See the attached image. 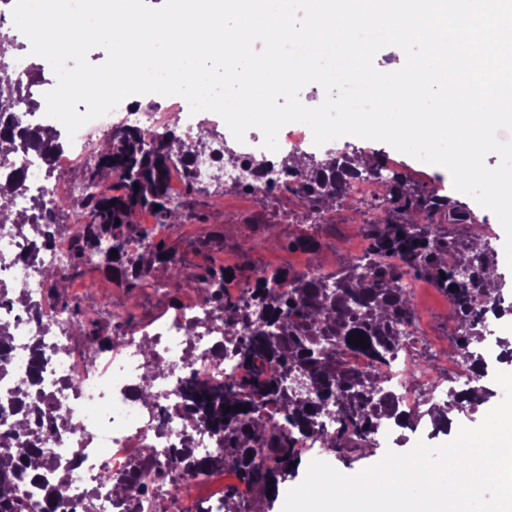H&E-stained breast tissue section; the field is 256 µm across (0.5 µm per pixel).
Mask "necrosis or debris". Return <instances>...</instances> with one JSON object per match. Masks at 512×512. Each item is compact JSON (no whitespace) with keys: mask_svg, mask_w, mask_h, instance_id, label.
Instances as JSON below:
<instances>
[{"mask_svg":"<svg viewBox=\"0 0 512 512\" xmlns=\"http://www.w3.org/2000/svg\"><path fill=\"white\" fill-rule=\"evenodd\" d=\"M189 111L188 102L178 96L148 109L124 99L107 115L83 126L75 137H68L65 129L56 130L58 147L50 162L18 147L9 164H0V178L11 170H24L23 185L12 200L13 207L23 212L35 198L50 211L63 199L79 202L101 195V184L77 182L72 175L87 167L102 138L118 130H158ZM260 149V142L238 143L228 131L210 138L207 148L190 163L175 160L169 164L165 178L169 204L181 205L190 184L204 189L219 183L227 191L251 197H285L290 190L300 189V175L283 171L277 163L256 169L253 161ZM396 172L388 164L378 171L361 170L347 177L345 201L363 213L365 223L383 221L382 204L392 195ZM73 253L69 233H56L49 247L36 251L24 228L0 224V326L13 337L7 369L0 374V400L13 396L18 379L29 370L33 352L41 351L39 387L53 398L61 417L59 423L45 428L43 446L71 474L63 488L61 512H126L132 500L144 512H224L223 497L203 498L193 492L194 487L210 483L214 471L186 473L175 486L167 480L172 450L182 441H190L200 457L219 454L222 447L219 434L188 423L182 393L185 383L198 380L221 387L242 374L203 291L191 290L170 313L149 323L114 330L119 347H81L73 341L78 316L43 291L46 272L66 274ZM20 282L29 290L30 303L11 295ZM427 333L426 322L415 308L400 330V341L384 359L337 348L336 356L346 368L378 375L381 396L395 407V417L377 422L372 438L398 434L405 424L417 439L435 434L434 422L422 410L427 396L456 399L492 379L512 324L499 323L494 341L484 349L482 373H473L462 359H449L444 387L416 367L420 338ZM146 340L166 364L150 380L145 377L142 348ZM147 383L152 386L153 399L145 403L137 392ZM136 469L145 475L144 487L132 491L130 500L115 497L113 481Z\"/></svg>","mask_w":512,"mask_h":512,"instance_id":"necrosis-or-debris-1","label":"necrosis or debris"}]
</instances>
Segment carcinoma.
<instances>
[{
    "label": "carcinoma",
    "mask_w": 512,
    "mask_h": 512,
    "mask_svg": "<svg viewBox=\"0 0 512 512\" xmlns=\"http://www.w3.org/2000/svg\"><path fill=\"white\" fill-rule=\"evenodd\" d=\"M15 103V85L0 88V140L6 139L13 146L16 126L4 120L3 114ZM24 139L43 161L50 162L56 148L55 134L50 129L27 132ZM206 143L204 133L191 142L182 140L173 126L162 133L130 131L109 137L84 179L95 183L110 172L120 177L123 192L93 197L80 205L81 224L74 237L72 264L93 265L103 259L130 292L151 285L157 264L181 276L178 255L166 240L152 242L137 255L127 252L125 245L143 235L142 227L132 221L143 209L155 211L161 224L179 226L181 219L188 217L189 207L179 210L169 204L165 173L174 159L187 163ZM300 159L298 165L286 159L282 162L284 169L307 178L298 206L319 213L330 210L339 200L336 188L342 186L345 175L357 170L355 159L322 161L305 155ZM156 205L160 206L157 211ZM384 208L385 222L367 229L370 250L350 259L336 273V287L329 288L320 278L297 273L289 266L283 268L281 277L290 288L286 311L245 269L204 264L185 278L190 288L208 289L207 300L215 317L224 324L225 339L234 343L245 374L222 390L199 381L186 385L189 420L195 426L223 433L224 454L198 458L188 443L173 449L175 476L171 484H177L179 473L229 468L256 485L255 502H274L279 485L297 471L300 452L290 434L268 427L262 415L268 402L281 405L290 426L302 434L316 431L317 416L332 402L338 406L341 429L334 436L321 435L324 447L348 452L368 447L374 423L389 413L386 404L375 401L378 378L342 367L336 354L324 347L348 346V336L363 335L367 340L363 352L381 359L396 346L407 319V299L397 285L400 274L389 262L391 256L400 257L417 276L434 282L453 298L458 322L452 342L465 361L474 367L480 365V359L469 351L472 341L481 336L470 302L474 294L500 292L503 283L496 273L495 254L487 243L479 242L475 233L460 241L434 230L437 224L473 223L470 210L450 196L413 188L404 177L396 181ZM24 223L31 225L38 244H49L57 229L55 216L45 213L37 200L24 214ZM288 249L314 254L318 240L298 235L289 240ZM450 252L456 254L457 266L468 270V285H461L455 269L448 266L445 256ZM228 271L238 281L236 296L224 292ZM41 369L42 358L36 354L27 375L18 380V385H28V391L0 405V417L14 416V434L23 437L17 446L12 438L0 436V512H28L27 500L19 493V481L24 478L43 491L40 512H59L61 488L70 478L69 471L59 467L58 461L41 447L43 419L54 409L53 403L37 391ZM292 371L309 379L314 397L287 393L285 380ZM240 404L247 410L237 409ZM46 472L55 473L57 482H48Z\"/></svg>",
    "instance_id": "cac0c4a2"
}]
</instances>
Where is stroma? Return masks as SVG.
Returning <instances> with one entry per match:
<instances>
[{
  "label": "stroma",
  "mask_w": 512,
  "mask_h": 512,
  "mask_svg": "<svg viewBox=\"0 0 512 512\" xmlns=\"http://www.w3.org/2000/svg\"><path fill=\"white\" fill-rule=\"evenodd\" d=\"M195 216L189 217L186 226L169 235L168 240L178 253L188 256L192 263L212 260L216 263L236 265L241 261L237 250L240 243L255 239L259 245L250 255L251 262L273 267H297L307 261L304 254L282 249L283 241L306 231L304 211L293 207L290 215H283L281 204L275 199L254 201L241 195H225L223 186L197 190L195 194ZM332 211L339 222L336 235L324 237L323 246L317 255L325 270L335 271L343 267L347 251L356 249L355 225L360 221L358 212L342 205H333ZM73 282H85L96 288L104 303L95 316L98 325L111 323L124 325L123 314L133 311L140 322L150 321L164 314L170 305L179 299L183 291L174 287L170 274L165 269H156L155 287L145 288L136 294H128L119 286L107 264L84 268L73 275ZM413 297L427 318L431 332L430 344L441 346V356L431 358L436 371H443L444 355L453 354L449 338L453 326L448 317L446 297L425 281L414 285Z\"/></svg>",
  "instance_id": "stroma-1"
}]
</instances>
